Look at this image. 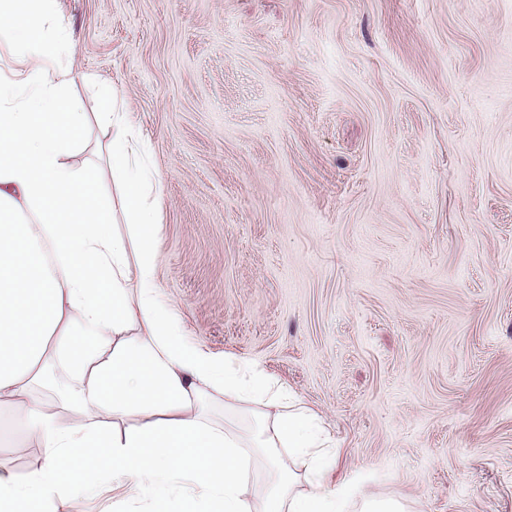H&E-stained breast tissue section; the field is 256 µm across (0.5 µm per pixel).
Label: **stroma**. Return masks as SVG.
Listing matches in <instances>:
<instances>
[{
    "instance_id": "stroma-1",
    "label": "stroma",
    "mask_w": 512,
    "mask_h": 512,
    "mask_svg": "<svg viewBox=\"0 0 512 512\" xmlns=\"http://www.w3.org/2000/svg\"><path fill=\"white\" fill-rule=\"evenodd\" d=\"M67 95L120 97L157 285L335 439L337 512H512V0H53ZM43 463L0 402V470ZM68 476L60 512H171ZM364 512H399L398 502L378 492H366L361 495Z\"/></svg>"
}]
</instances>
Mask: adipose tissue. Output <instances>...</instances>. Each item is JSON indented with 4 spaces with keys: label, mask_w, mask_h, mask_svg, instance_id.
<instances>
[{
    "label": "adipose tissue",
    "mask_w": 512,
    "mask_h": 512,
    "mask_svg": "<svg viewBox=\"0 0 512 512\" xmlns=\"http://www.w3.org/2000/svg\"><path fill=\"white\" fill-rule=\"evenodd\" d=\"M42 2L45 27L36 38L13 25V4L0 8V33L26 62L0 76V399L23 411L28 438L44 456L30 474L0 472V512L70 498L75 488L64 476L96 446L111 449L113 479L133 478L146 493L168 494L194 467L221 512H334L336 491L323 479L320 455L330 436L316 417L284 408L249 364L186 341L174 307L160 297V256L146 246L160 192L128 113L105 115L119 189L111 203H97L91 175L69 163L89 117L61 109L71 78L56 58L67 32L52 0ZM45 239L59 250L60 272L46 263ZM52 339L94 350L72 352L84 383L69 396L45 378ZM211 393L228 408L253 405L258 433L239 434L207 410ZM252 448L279 472L260 507L245 489ZM282 448L305 458L308 492L293 493L300 476L281 466Z\"/></svg>",
    "instance_id": "obj_1"
}]
</instances>
